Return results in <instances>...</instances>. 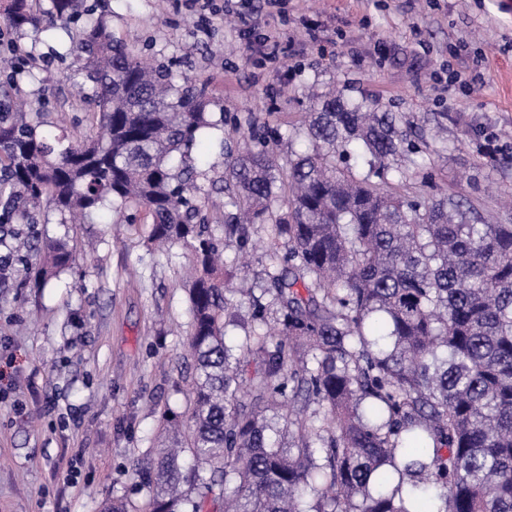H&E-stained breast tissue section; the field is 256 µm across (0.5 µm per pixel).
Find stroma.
I'll use <instances>...</instances> for the list:
<instances>
[{"mask_svg":"<svg viewBox=\"0 0 512 512\" xmlns=\"http://www.w3.org/2000/svg\"><path fill=\"white\" fill-rule=\"evenodd\" d=\"M112 31L141 58L173 62L210 82L225 127L193 154L209 201L210 232L237 258L225 232L221 140L243 129L292 135L309 88L367 96L401 113L431 160L421 196L464 191L480 213L512 224V0H107ZM281 33L268 59L256 39ZM22 48L50 59L40 77L48 129L95 134L90 107L66 78L58 31ZM479 81L448 88L452 65ZM500 146L482 154L488 136ZM69 237L75 261L53 285L23 272L0 280V512H100L123 499L140 512L149 497L134 468L149 462L162 415L187 420L190 373L188 249L152 247L146 224L42 227Z\"/></svg>","mask_w":512,"mask_h":512,"instance_id":"stroma-1","label":"stroma"}]
</instances>
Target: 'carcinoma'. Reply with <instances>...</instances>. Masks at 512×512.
Listing matches in <instances>:
<instances>
[{"instance_id": "carcinoma-1", "label": "carcinoma", "mask_w": 512, "mask_h": 512, "mask_svg": "<svg viewBox=\"0 0 512 512\" xmlns=\"http://www.w3.org/2000/svg\"><path fill=\"white\" fill-rule=\"evenodd\" d=\"M4 10L20 36L68 34L67 79L99 135L74 142L26 111L41 93L16 76L33 71V52L0 74V271L21 265L46 287L73 246L37 225L107 209L196 261L191 425L165 417L156 459L135 467L151 492L142 512H512V224L458 194L388 189L398 157L427 167L399 113L316 95L304 151H280L274 128L225 151L224 224L242 248L251 226L266 228L277 305L275 334L253 328L229 345L232 272L217 264L192 156L214 126L207 82L143 62L101 0ZM246 295L266 323L269 305ZM301 395L317 409L286 443L280 409Z\"/></svg>"}]
</instances>
